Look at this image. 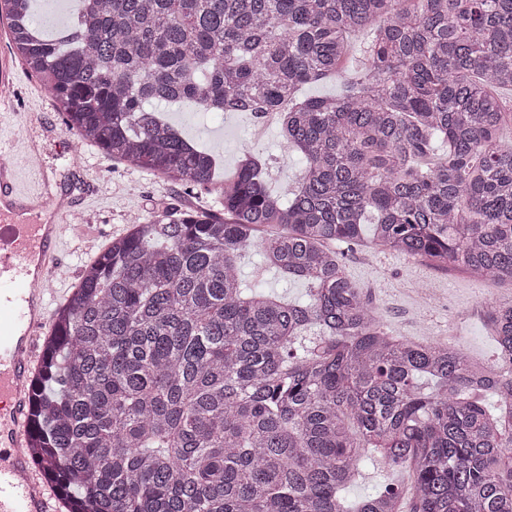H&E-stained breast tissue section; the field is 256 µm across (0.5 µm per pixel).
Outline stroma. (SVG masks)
Instances as JSON below:
<instances>
[{
    "mask_svg": "<svg viewBox=\"0 0 512 512\" xmlns=\"http://www.w3.org/2000/svg\"><path fill=\"white\" fill-rule=\"evenodd\" d=\"M14 85L7 111L0 112V147L22 140L31 126L47 129L44 139L45 187L62 202H76L68 218L62 253L66 266L51 279L54 300H62L77 281L84 262L112 237L123 233L132 217L156 209H192L215 203L219 188L190 191L141 169L106 159L96 148L80 145L57 112L51 95L22 62H15ZM185 136L220 158L232 175L244 153L266 161V176L275 193L294 186L303 171L299 156L281 143L276 118L259 120L249 112H190L166 102L156 105ZM347 275L375 311L383 328L409 342L437 341L468 356L493 363L496 344L489 335L485 304L512 301V284L477 277L461 269H442L422 259L364 247L341 250ZM245 287L304 302L303 281L284 277L267 265L258 249L239 261ZM361 476L348 490L353 500L375 495L385 483L412 492L411 468H392L376 457L364 458Z\"/></svg>",
    "mask_w": 512,
    "mask_h": 512,
    "instance_id": "35a3bbf8",
    "label": "stroma"
}]
</instances>
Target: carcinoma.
I'll use <instances>...</instances> for the list:
<instances>
[{
  "label": "carcinoma",
  "instance_id": "cac0c4a2",
  "mask_svg": "<svg viewBox=\"0 0 512 512\" xmlns=\"http://www.w3.org/2000/svg\"><path fill=\"white\" fill-rule=\"evenodd\" d=\"M32 3L0 0L14 55L109 160L191 191L220 179L156 100L276 112L305 163L284 197L247 154L222 213L137 219L82 266L28 416L64 512H403L392 485L347 497L369 450L413 466L411 512H512V303L487 310L496 365L407 342L332 247L512 281V0H80L55 38ZM364 31L343 92L303 95ZM253 246L306 303L242 288Z\"/></svg>",
  "mask_w": 512,
  "mask_h": 512
}]
</instances>
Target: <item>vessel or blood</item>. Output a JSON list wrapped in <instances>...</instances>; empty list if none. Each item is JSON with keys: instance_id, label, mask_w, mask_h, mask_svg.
<instances>
[{"instance_id": "vessel-or-blood-1", "label": "vessel or blood", "mask_w": 512, "mask_h": 512, "mask_svg": "<svg viewBox=\"0 0 512 512\" xmlns=\"http://www.w3.org/2000/svg\"><path fill=\"white\" fill-rule=\"evenodd\" d=\"M40 184L22 185L11 154L0 156V512H55L23 449L31 373L50 296L40 288L62 262L67 219L36 220Z\"/></svg>"}]
</instances>
